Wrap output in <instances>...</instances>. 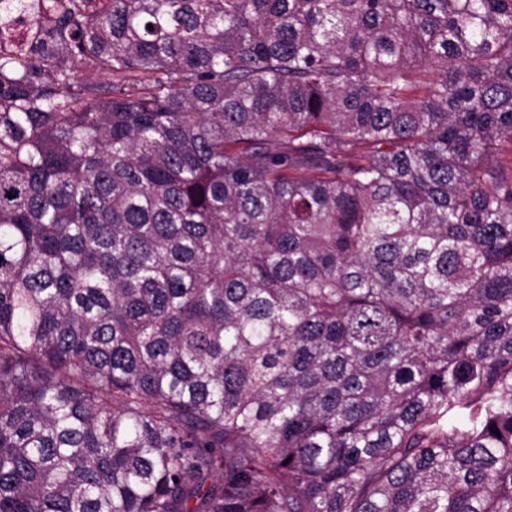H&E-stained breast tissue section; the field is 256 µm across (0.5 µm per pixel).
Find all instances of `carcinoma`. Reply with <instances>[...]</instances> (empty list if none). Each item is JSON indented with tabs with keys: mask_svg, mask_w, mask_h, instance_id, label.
Masks as SVG:
<instances>
[{
	"mask_svg": "<svg viewBox=\"0 0 512 512\" xmlns=\"http://www.w3.org/2000/svg\"><path fill=\"white\" fill-rule=\"evenodd\" d=\"M43 8L0 512H512V0Z\"/></svg>",
	"mask_w": 512,
	"mask_h": 512,
	"instance_id": "1",
	"label": "carcinoma"
}]
</instances>
